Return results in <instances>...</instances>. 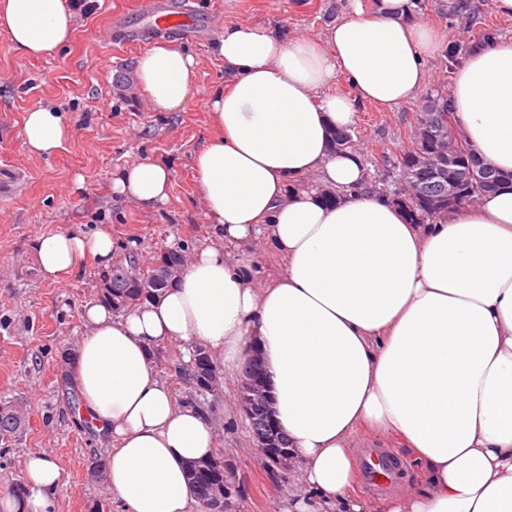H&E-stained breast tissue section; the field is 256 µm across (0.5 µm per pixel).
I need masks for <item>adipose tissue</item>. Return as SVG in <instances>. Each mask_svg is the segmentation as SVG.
<instances>
[{"label":"adipose tissue","mask_w":512,"mask_h":512,"mask_svg":"<svg viewBox=\"0 0 512 512\" xmlns=\"http://www.w3.org/2000/svg\"><path fill=\"white\" fill-rule=\"evenodd\" d=\"M75 23L71 0H0V30L27 59L55 55ZM439 44L410 0H374L369 16L352 6L321 39L225 28L212 133L193 155L213 235L157 298L120 314L85 305L68 367L84 416L112 441L106 486L123 512H195L187 467L218 452L208 413L176 402L158 373L157 350L173 343L206 347L231 379L250 356L262 363L300 476L284 512H512V37L472 50L448 100L473 152L508 175L477 204L410 223L366 187L361 153L334 146L359 105L413 100ZM194 78V58L168 43L135 61L150 112L182 109ZM70 132L46 105L27 113L22 137L50 156ZM170 181L166 165L139 159L111 191L149 211ZM260 243L276 272L255 270ZM36 250L55 281L84 257L102 269L113 259L103 228L45 235ZM365 434L407 451L423 474L415 491L352 496L350 449ZM25 483L24 497L0 496V512H55L62 475L49 456L28 458Z\"/></svg>","instance_id":"ef3b65f1"}]
</instances>
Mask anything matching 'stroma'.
<instances>
[{"mask_svg":"<svg viewBox=\"0 0 512 512\" xmlns=\"http://www.w3.org/2000/svg\"><path fill=\"white\" fill-rule=\"evenodd\" d=\"M144 0H99L60 53L21 58L0 31V175L16 176L11 193L0 192V400L20 401L26 425L0 444V493L25 484L28 457L45 454L62 471L55 512H122L103 478L91 471L105 460L109 440L71 406L75 397L61 377L84 333L82 308L96 297L101 271L94 261L59 281L42 275L33 242L59 232L112 235L114 260L131 255L148 271L164 249L192 252L210 233L197 202L192 170L195 150L212 127L206 98L224 83L215 54L220 30L236 24L283 28L311 37L340 19L350 0H191L207 30L168 41L196 60L188 99L176 112H148L132 89L135 59L153 46L113 26L115 14L140 10ZM51 104L66 112L71 135L52 156L29 154L22 127L27 112ZM422 98L395 111L364 104L349 132L361 152L368 181L394 191L390 179L414 141ZM142 158L171 169L165 205L144 213L109 190L112 174ZM209 398L218 446L233 474L229 512H282L294 489L293 471L267 470L259 459L250 423L239 402L240 384Z\"/></svg>","mask_w":512,"mask_h":512,"instance_id":"35a3bbf8","label":"stroma"}]
</instances>
